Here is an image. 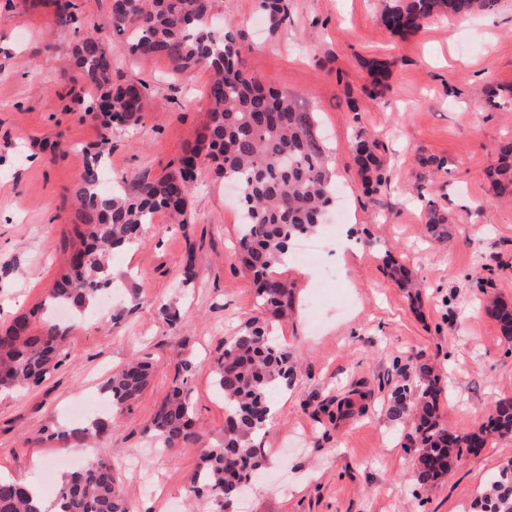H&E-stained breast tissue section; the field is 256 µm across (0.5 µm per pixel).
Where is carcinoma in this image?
Wrapping results in <instances>:
<instances>
[{
  "label": "carcinoma",
  "mask_w": 512,
  "mask_h": 512,
  "mask_svg": "<svg viewBox=\"0 0 512 512\" xmlns=\"http://www.w3.org/2000/svg\"><path fill=\"white\" fill-rule=\"evenodd\" d=\"M59 22L73 29L80 24L78 4L55 0ZM497 0H387L383 24L394 33L419 29L438 14L467 17L492 10ZM215 0H112L109 31L75 38L70 63L87 84L100 91L88 101L85 112L104 118L100 145L110 144L112 125H135L144 112V87L112 83L113 34L128 36L131 55L167 59L172 73L210 72L206 95L207 119L192 144H187L175 164L155 179H143L127 191L101 190L99 159L87 161L75 187L77 222L64 238L68 247L66 270L54 282L45 300L0 331V393L29 383L38 385L62 363L61 349L70 327L57 322L50 309L64 304L79 311L89 307L112 287V252L141 240L145 226L164 211L187 223L191 183L206 160L216 163L215 173L238 185L243 218L239 233L241 262L257 285L261 312L218 345L212 371L228 416L218 443L197 449L198 463L187 492L206 499L212 512H224L238 498L261 467L260 449L252 439L266 426L272 395L277 387L292 383L297 369L277 341L278 321L288 316L293 289L272 275V268L288 252L292 240L314 233L322 224L334 195L326 151L316 135L314 113L306 110L297 94L266 88L248 73L242 61V44L232 33L217 38L209 28ZM260 11L271 30L288 22L287 0H259ZM375 142L359 136L354 159L366 194L382 191L387 176L376 155ZM488 178L499 195H512V140L498 148L497 165ZM431 233L448 234V217L435 205L427 208ZM487 311L512 340L509 305L493 300ZM197 365L179 363L174 385L156 410L147 432L166 450L199 443L201 433L188 377ZM151 379V365L134 361L110 374L101 394L113 412L100 414L84 428L56 427L48 437L97 438L112 430L114 413L135 403ZM442 377L426 364H413L387 404L389 417L411 424L405 435L415 448V480L420 485L437 481L448 463L466 451L482 448L496 437L512 434V399L496 404L486 424L469 433H452L439 415ZM365 412L351 398L332 397L314 411L331 418ZM475 512H512V466L491 480V491L481 494ZM56 512H130L116 485L112 468L101 460L89 462L67 475L60 486ZM0 512H42L33 504L30 484L0 478Z\"/></svg>",
  "instance_id": "obj_1"
}]
</instances>
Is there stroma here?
<instances>
[{"label": "stroma", "mask_w": 512, "mask_h": 512, "mask_svg": "<svg viewBox=\"0 0 512 512\" xmlns=\"http://www.w3.org/2000/svg\"><path fill=\"white\" fill-rule=\"evenodd\" d=\"M258 0H216V14L249 46V69L267 87L298 93L315 113L331 156L337 206L351 220L319 233L320 263L286 260L275 275L294 289L295 310L276 336L297 366L265 433L260 477L229 512H465L478 490L512 463V436L464 453L433 484L415 483V454L401 447L408 428L385 413L387 398L412 361L437 364L445 382L440 413L449 429L472 432L496 403L512 399V342L486 312V295L512 305V196L486 177L501 142L512 139V112L473 111L484 90L512 98V0L466 18H435L395 34L381 21L385 0H288V22L268 30ZM52 0H0V330L44 300L63 273L64 233L76 221L74 186L99 142L77 96L93 89L62 56L73 42ZM389 62L381 97L364 93L365 60ZM163 59L131 56L112 39V81L146 87L135 126L116 125L102 176L125 189L155 178L194 141L207 110L209 75L170 79ZM377 140L387 187L368 202L352 157L357 133ZM437 156L447 171L424 162ZM453 222L447 241L425 233L428 201ZM236 193L212 165L196 172L188 224L156 215L134 249L112 259L127 289L109 309L92 306L74 320L64 362L42 384L0 394V476L29 481L52 499L45 472L55 460L84 454L80 439L49 432L70 425L71 406L98 394L106 375L129 361L154 367L141 398L112 421L94 457L111 465L131 512H207L187 501L197 466L193 450L152 452L145 429L169 390L178 361L194 358L189 382L208 440L223 429L224 401L213 389L219 340L255 315L256 287L237 252ZM399 257L423 284L420 301L389 276ZM195 259L199 276L181 283ZM332 276L318 292L315 283ZM142 300L133 302L130 289ZM178 311L180 323L166 315ZM357 389L363 416L323 426L313 410Z\"/></svg>", "instance_id": "1"}]
</instances>
